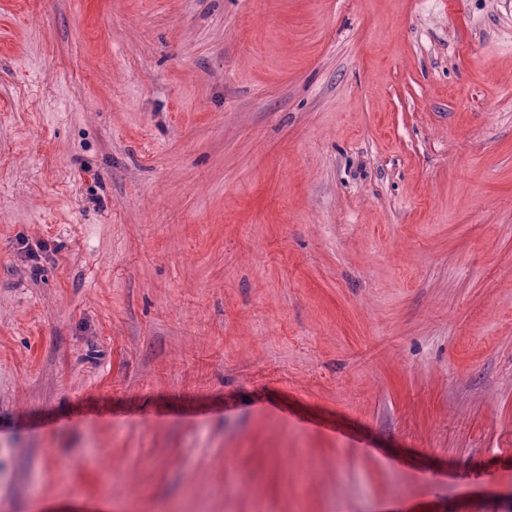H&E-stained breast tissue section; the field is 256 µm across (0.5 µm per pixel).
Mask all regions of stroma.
<instances>
[{"instance_id": "1", "label": "stroma", "mask_w": 512, "mask_h": 512, "mask_svg": "<svg viewBox=\"0 0 512 512\" xmlns=\"http://www.w3.org/2000/svg\"><path fill=\"white\" fill-rule=\"evenodd\" d=\"M0 512H512V0H0Z\"/></svg>"}]
</instances>
